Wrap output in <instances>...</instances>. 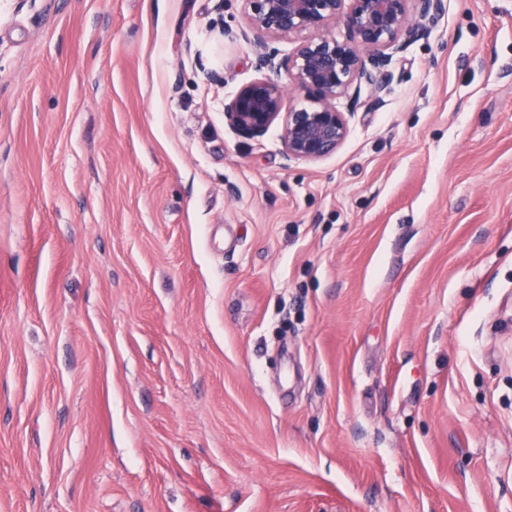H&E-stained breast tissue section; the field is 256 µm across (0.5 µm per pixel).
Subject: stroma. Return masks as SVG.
Returning <instances> with one entry per match:
<instances>
[{
	"label": "stroma",
	"instance_id": "stroma-1",
	"mask_svg": "<svg viewBox=\"0 0 512 512\" xmlns=\"http://www.w3.org/2000/svg\"><path fill=\"white\" fill-rule=\"evenodd\" d=\"M287 159L242 0H0V512H512V0H445Z\"/></svg>",
	"mask_w": 512,
	"mask_h": 512
}]
</instances>
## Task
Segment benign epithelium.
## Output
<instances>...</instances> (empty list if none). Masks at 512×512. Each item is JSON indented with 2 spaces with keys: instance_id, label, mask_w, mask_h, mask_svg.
I'll use <instances>...</instances> for the list:
<instances>
[{
  "instance_id": "benign-epithelium-1",
  "label": "benign epithelium",
  "mask_w": 512,
  "mask_h": 512,
  "mask_svg": "<svg viewBox=\"0 0 512 512\" xmlns=\"http://www.w3.org/2000/svg\"><path fill=\"white\" fill-rule=\"evenodd\" d=\"M249 30L258 46L256 68L288 73L305 104L287 101L279 83L258 77L224 104L233 130L249 139L281 125L290 159L317 161L342 146L349 134L338 101L368 85L373 104L392 79L393 54L422 38L427 23L444 11V0H245ZM344 22L347 34L336 35ZM295 35L293 55L278 58L275 43Z\"/></svg>"
}]
</instances>
